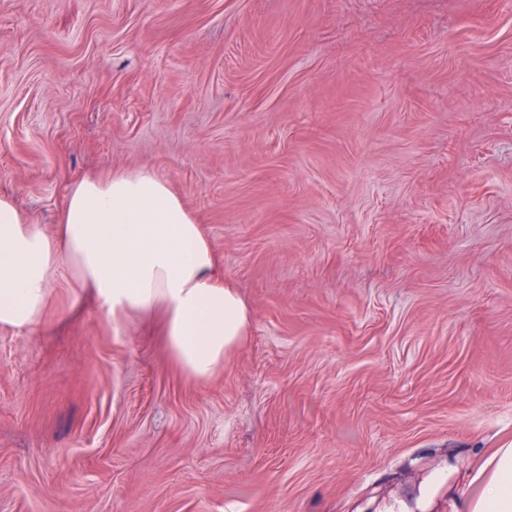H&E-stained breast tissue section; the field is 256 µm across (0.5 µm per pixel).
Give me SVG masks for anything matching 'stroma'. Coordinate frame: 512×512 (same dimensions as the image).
Instances as JSON below:
<instances>
[{
    "label": "stroma",
    "mask_w": 512,
    "mask_h": 512,
    "mask_svg": "<svg viewBox=\"0 0 512 512\" xmlns=\"http://www.w3.org/2000/svg\"><path fill=\"white\" fill-rule=\"evenodd\" d=\"M148 169L251 311L0 326V512H464L512 448V0H0V194Z\"/></svg>",
    "instance_id": "stroma-1"
}]
</instances>
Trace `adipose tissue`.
Returning <instances> with one entry per match:
<instances>
[{"mask_svg": "<svg viewBox=\"0 0 512 512\" xmlns=\"http://www.w3.org/2000/svg\"><path fill=\"white\" fill-rule=\"evenodd\" d=\"M61 270L77 289L75 305L161 315L166 346L191 379L211 378L248 334V307L202 223L150 170L74 184L51 235L0 195V326L40 327ZM485 468L469 512H512V448L497 449Z\"/></svg>", "mask_w": 512, "mask_h": 512, "instance_id": "1", "label": "adipose tissue"}]
</instances>
